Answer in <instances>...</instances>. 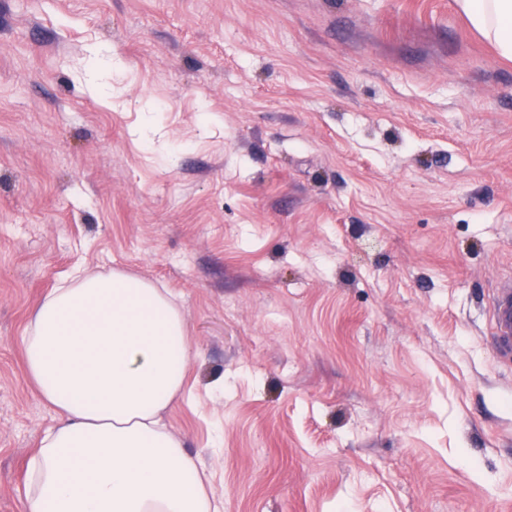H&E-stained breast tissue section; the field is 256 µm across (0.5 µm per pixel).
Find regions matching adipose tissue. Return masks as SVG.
Returning a JSON list of instances; mask_svg holds the SVG:
<instances>
[{
  "label": "adipose tissue",
  "mask_w": 512,
  "mask_h": 512,
  "mask_svg": "<svg viewBox=\"0 0 512 512\" xmlns=\"http://www.w3.org/2000/svg\"><path fill=\"white\" fill-rule=\"evenodd\" d=\"M455 4L512 60V0ZM23 347L58 414L28 462V512H222L163 422L185 396L191 356L168 291L123 272H76L34 309Z\"/></svg>",
  "instance_id": "obj_1"
}]
</instances>
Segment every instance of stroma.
Wrapping results in <instances>:
<instances>
[{
  "mask_svg": "<svg viewBox=\"0 0 512 512\" xmlns=\"http://www.w3.org/2000/svg\"><path fill=\"white\" fill-rule=\"evenodd\" d=\"M78 269L176 293L224 512H512V62L454 0H0V512ZM512 287L500 288L492 303L494 336L501 349L512 352Z\"/></svg>",
  "mask_w": 512,
  "mask_h": 512,
  "instance_id": "stroma-1",
  "label": "stroma"
}]
</instances>
